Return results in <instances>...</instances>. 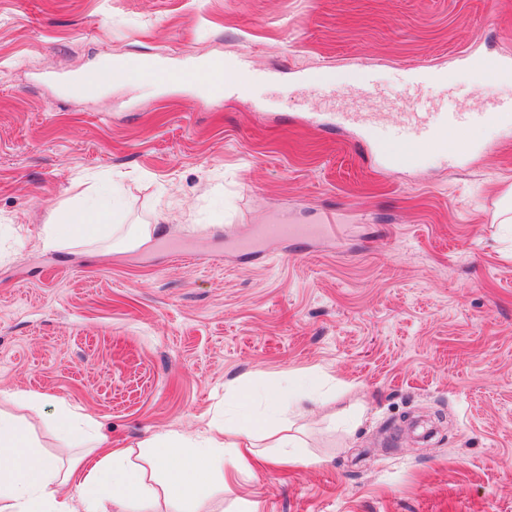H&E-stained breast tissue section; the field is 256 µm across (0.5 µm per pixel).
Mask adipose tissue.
Instances as JSON below:
<instances>
[{"instance_id":"adipose-tissue-1","label":"adipose tissue","mask_w":512,"mask_h":512,"mask_svg":"<svg viewBox=\"0 0 512 512\" xmlns=\"http://www.w3.org/2000/svg\"><path fill=\"white\" fill-rule=\"evenodd\" d=\"M108 203L70 212L66 222L43 226V247H59L69 236L91 235ZM53 423L75 439L79 450L67 460L37 449L22 419L0 411V512H188L209 491L210 478L251 473L252 460L301 462L299 443L287 429L261 431L251 416L212 424L195 434L168 430L124 448L113 447L97 420L59 405Z\"/></svg>"}]
</instances>
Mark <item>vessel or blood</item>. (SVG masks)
Here are the masks:
<instances>
[{
    "mask_svg": "<svg viewBox=\"0 0 512 512\" xmlns=\"http://www.w3.org/2000/svg\"><path fill=\"white\" fill-rule=\"evenodd\" d=\"M484 70L488 83H495L503 75L512 72V61L499 57H482L478 60ZM105 67L123 75L128 81H152L161 76H169V69L160 64L141 59L111 56L105 57ZM187 74L209 84L212 96L222 97L226 87L238 91H247L258 79L256 73L238 69H226L223 59L212 58L203 62L188 61ZM338 124L359 126L366 133L382 141L397 144L408 162H415L421 153L441 148L445 140L455 142L454 152L462 158L479 153L481 145L471 142L465 135L474 125H489L505 131L512 130V102L492 104L486 111L474 112L462 106L454 110L438 112L425 111L419 102H412L409 111L401 113L399 120L385 124L374 116H365L355 112H340L336 115ZM264 236L269 240L303 242L308 236V227L304 224L275 222L265 225Z\"/></svg>",
    "mask_w": 512,
    "mask_h": 512,
    "instance_id": "1",
    "label": "vessel or blood"
}]
</instances>
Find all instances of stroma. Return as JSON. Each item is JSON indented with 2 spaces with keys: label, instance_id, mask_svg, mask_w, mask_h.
<instances>
[{
  "label": "stroma",
  "instance_id": "stroma-1",
  "mask_svg": "<svg viewBox=\"0 0 512 512\" xmlns=\"http://www.w3.org/2000/svg\"><path fill=\"white\" fill-rule=\"evenodd\" d=\"M512 56V0H0V389L45 455L59 404L113 446L224 418V392L287 377L310 465L271 468L199 512H512V137L476 125L460 161L340 129L396 121L408 68L449 72L422 100L483 110L468 55ZM173 78L85 93L53 76L103 57ZM260 75L214 99L188 57ZM373 72L374 93L357 75ZM339 87V98L325 85ZM112 187L108 224H153L54 250L43 224ZM345 214L341 237L232 249L257 225Z\"/></svg>",
  "mask_w": 512,
  "mask_h": 512
}]
</instances>
